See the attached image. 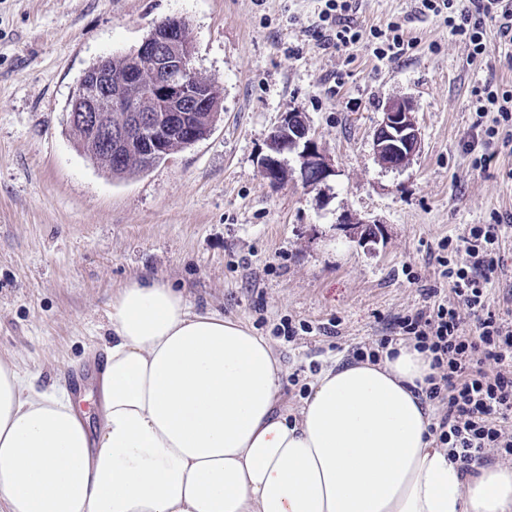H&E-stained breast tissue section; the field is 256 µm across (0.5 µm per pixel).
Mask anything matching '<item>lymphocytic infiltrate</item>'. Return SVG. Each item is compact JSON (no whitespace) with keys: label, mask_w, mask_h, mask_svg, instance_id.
Here are the masks:
<instances>
[{"label":"lymphocytic infiltrate","mask_w":512,"mask_h":512,"mask_svg":"<svg viewBox=\"0 0 512 512\" xmlns=\"http://www.w3.org/2000/svg\"><path fill=\"white\" fill-rule=\"evenodd\" d=\"M318 13L323 48L338 49L359 42L363 32L353 22V0H322ZM421 12L442 19L449 33L464 41L471 59L491 61L485 22L492 21L501 37L512 38V0H419ZM480 115L492 114L487 137L503 136L512 143V89L475 90ZM463 265L440 258V276L453 286L456 303L440 304L398 318L397 327L429 353L434 373L427 377V400L442 401L446 411L429 433L440 447L463 462V474L472 463L512 459V314L491 303L490 288L503 273L500 227H470ZM472 329H465L463 316Z\"/></svg>","instance_id":"1"}]
</instances>
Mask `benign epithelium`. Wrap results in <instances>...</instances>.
<instances>
[{
  "mask_svg": "<svg viewBox=\"0 0 512 512\" xmlns=\"http://www.w3.org/2000/svg\"><path fill=\"white\" fill-rule=\"evenodd\" d=\"M185 20L166 18L153 28L131 55L132 67L123 79L112 82L111 58L101 57L82 74L69 101L68 124L81 129L91 146L120 160L138 149L149 161L168 153V141L184 137L189 143L208 137L212 124L204 114L213 112L212 81L199 79L191 67L194 46L184 38ZM119 109L130 113L128 123L112 128L110 114ZM269 152L258 160L270 184L288 182L292 170L283 158L296 159L304 185L321 186L336 175L331 159L323 154L310 127L298 112L283 113L268 139ZM378 161L389 168L408 167L422 149L421 132L412 104L404 99L386 103L373 137ZM338 228L368 248L384 236L381 223L350 213L337 218Z\"/></svg>",
  "mask_w": 512,
  "mask_h": 512,
  "instance_id": "obj_1",
  "label": "benign epithelium"
}]
</instances>
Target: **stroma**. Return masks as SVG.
<instances>
[{
  "instance_id": "35a3bbf8",
  "label": "stroma",
  "mask_w": 512,
  "mask_h": 512,
  "mask_svg": "<svg viewBox=\"0 0 512 512\" xmlns=\"http://www.w3.org/2000/svg\"><path fill=\"white\" fill-rule=\"evenodd\" d=\"M318 0H0V358L65 385L104 350L114 293L151 275L194 307L238 319L276 350L279 405L292 410L323 368L377 346L388 322L450 303L439 245L465 251L474 224L501 225L512 289V148L466 149L473 91L512 87L414 0H357L365 35L343 50L314 36ZM168 17L188 23L194 72L217 82L210 136L149 171L114 179L77 146L67 107L84 70L135 52ZM403 19L411 46L378 59L372 28ZM410 100L423 149L404 169L373 151L385 103ZM306 117L337 169L319 190L300 175L275 187L257 162L282 112ZM344 212L380 221L366 248L336 227ZM309 325L293 338L281 324Z\"/></svg>"
}]
</instances>
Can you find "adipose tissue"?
I'll return each mask as SVG.
<instances>
[{
  "label": "adipose tissue",
  "mask_w": 512,
  "mask_h": 512,
  "mask_svg": "<svg viewBox=\"0 0 512 512\" xmlns=\"http://www.w3.org/2000/svg\"><path fill=\"white\" fill-rule=\"evenodd\" d=\"M100 423L0 359V512H512V465L428 433L413 343L338 362L296 412L268 341L153 277L113 295Z\"/></svg>",
  "instance_id": "adipose-tissue-1"
}]
</instances>
